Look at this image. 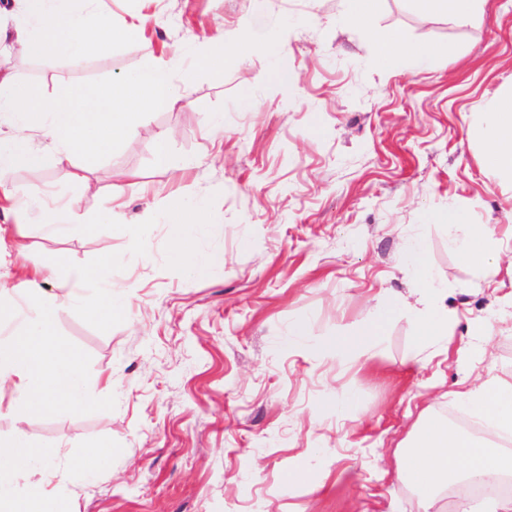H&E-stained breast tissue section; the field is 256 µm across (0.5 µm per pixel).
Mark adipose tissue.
Instances as JSON below:
<instances>
[{"instance_id": "obj_1", "label": "adipose tissue", "mask_w": 512, "mask_h": 512, "mask_svg": "<svg viewBox=\"0 0 512 512\" xmlns=\"http://www.w3.org/2000/svg\"><path fill=\"white\" fill-rule=\"evenodd\" d=\"M102 0H20L13 25L0 29V39L11 40L17 52L37 55L46 50L80 62L93 51L105 48L112 22L101 7ZM475 126L485 143L483 166L502 180L512 182V83L478 113ZM206 209L196 195L176 196L159 211V220L168 228L172 259L191 272L203 276L220 263V256H201L195 239ZM448 243L460 259L475 270L485 272L498 266L506 249L503 240L487 228L459 233L462 217L449 210ZM447 291L435 283L417 289L406 308L427 345L443 346L448 340L452 312L445 301ZM378 319L361 325L351 336L330 339L326 347L338 359H345L369 345L382 326L392 319L387 299H379ZM512 314L502 310L476 321L462 354L464 358L486 361L498 325ZM457 407L473 417L488 420L503 433L512 432V382L487 374L479 383L454 391ZM55 475V465L30 444L23 433L0 438V512H69L67 501L46 486L28 489L34 470ZM397 476L413 487L424 512H431L443 491L454 484L495 486L512 478V452L498 444L458 431L446 420L425 417L419 420L401 450Z\"/></svg>"}]
</instances>
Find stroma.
<instances>
[{
  "instance_id": "1",
  "label": "stroma",
  "mask_w": 512,
  "mask_h": 512,
  "mask_svg": "<svg viewBox=\"0 0 512 512\" xmlns=\"http://www.w3.org/2000/svg\"><path fill=\"white\" fill-rule=\"evenodd\" d=\"M113 28L143 21L136 39L114 42L81 65L46 53L21 57L0 42V71L62 87L115 77L172 50H203L223 33L265 34L280 21L282 78L267 55L237 57L220 77L195 79L186 102L133 125L112 157L89 164L97 194L82 193L72 168L41 137L42 161L14 168L11 198L0 196V275L19 294H60L59 258L77 264L119 253L125 320L106 332L58 310L56 327L91 357L87 390L114 396L113 410L38 417L21 412L13 384L0 386V437L23 432L61 472L54 483L72 512H419L414 491L389 476L394 452L420 413L447 418L448 393L470 371L459 349L472 324L512 303V267L479 275L448 248L449 208L470 223L512 232V187L483 169L473 117L512 82V0H482L460 24L376 0L375 38L444 48L417 65L407 53L381 60L375 39L351 23L343 0H104ZM256 103L247 110L243 96ZM224 115L213 134L210 115ZM172 131L181 170L153 162ZM124 188L122 233L101 223L108 192ZM42 190L75 203L90 232L37 215L20 219L12 197ZM205 197L200 255L223 256L206 277L169 258L157 212L169 197ZM422 243L428 273L448 289L455 322L447 350H417L403 309L370 346L343 361L317 345L352 334L377 316V300L408 297L416 275L399 262ZM19 294H6L18 304ZM306 339L290 342L294 323ZM354 397L347 413L324 398ZM106 445L102 466L75 465ZM307 470L305 482L292 479Z\"/></svg>"
}]
</instances>
